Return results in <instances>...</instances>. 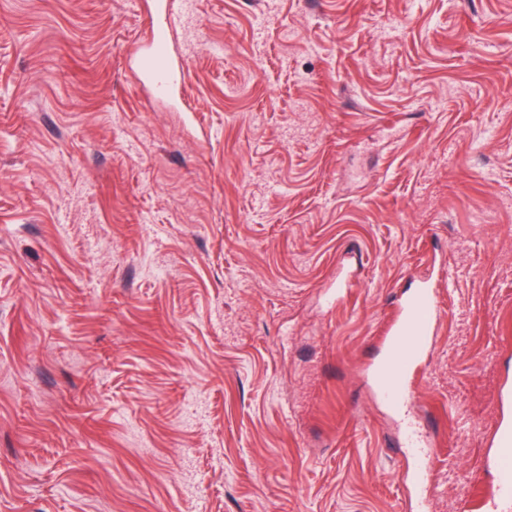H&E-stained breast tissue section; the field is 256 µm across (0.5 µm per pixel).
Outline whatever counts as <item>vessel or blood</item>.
Instances as JSON below:
<instances>
[{
  "mask_svg": "<svg viewBox=\"0 0 512 512\" xmlns=\"http://www.w3.org/2000/svg\"><path fill=\"white\" fill-rule=\"evenodd\" d=\"M150 14V46L141 59L140 76L162 99L180 92L185 73L168 49L170 35L189 0H153ZM436 289L423 286L399 302L397 316L385 343V356L370 374L378 398L396 416L403 417L413 401L410 374L429 354L438 317ZM404 447L412 458L407 474L410 484L421 493L432 488L431 449L422 447L414 422L403 424ZM495 476L494 492L485 512H512V423H502L495 446L487 460Z\"/></svg>",
  "mask_w": 512,
  "mask_h": 512,
  "instance_id": "b4317fda",
  "label": "vessel or blood"
}]
</instances>
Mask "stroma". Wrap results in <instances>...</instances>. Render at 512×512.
<instances>
[{
    "instance_id": "obj_1",
    "label": "stroma",
    "mask_w": 512,
    "mask_h": 512,
    "mask_svg": "<svg viewBox=\"0 0 512 512\" xmlns=\"http://www.w3.org/2000/svg\"><path fill=\"white\" fill-rule=\"evenodd\" d=\"M0 0V512H484L512 421V0ZM150 13V46L141 59V80L146 82L161 99H172L180 92L185 73L168 50L171 32L176 28L189 0H180L177 8L173 1L154 0ZM436 288L422 286L399 302L385 343V356L370 374L387 409L402 418L413 401L410 374L429 354L438 317ZM404 448L412 458V467L406 479L419 492L423 493L421 510H427V495L432 488V460L434 453L431 448H424L419 442L414 422L402 419Z\"/></svg>"
}]
</instances>
